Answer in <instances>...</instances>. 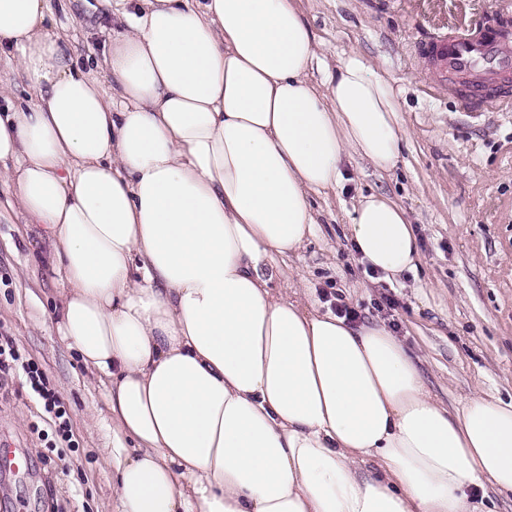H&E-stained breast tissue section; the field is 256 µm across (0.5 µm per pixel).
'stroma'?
Returning <instances> with one entry per match:
<instances>
[{"label":"stroma","mask_w":512,"mask_h":512,"mask_svg":"<svg viewBox=\"0 0 512 512\" xmlns=\"http://www.w3.org/2000/svg\"><path fill=\"white\" fill-rule=\"evenodd\" d=\"M48 25L67 34L82 70L95 67L112 21L99 0H49ZM321 44L309 77L347 54H361L391 81L408 130L396 166L379 173L346 160L343 190L313 195L318 225L287 262L321 311L342 296L362 318L392 325L419 358L426 389L456 406L475 391L512 397V109L461 111L452 96L424 84L420 47L512 18V0H300ZM400 203L418 236L416 275L370 285L348 239L359 195ZM38 225L0 222V333L37 362L71 415L73 446L45 424L42 403L23 374L0 395V445L23 458L0 468V512H112V471L102 458L112 424L101 389L59 336L53 316L58 283L43 257Z\"/></svg>","instance_id":"35a3bbf8"}]
</instances>
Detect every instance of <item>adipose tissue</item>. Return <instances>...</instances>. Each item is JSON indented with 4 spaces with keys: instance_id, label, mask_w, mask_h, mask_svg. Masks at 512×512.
I'll return each instance as SVG.
<instances>
[{
    "instance_id": "obj_1",
    "label": "adipose tissue",
    "mask_w": 512,
    "mask_h": 512,
    "mask_svg": "<svg viewBox=\"0 0 512 512\" xmlns=\"http://www.w3.org/2000/svg\"><path fill=\"white\" fill-rule=\"evenodd\" d=\"M103 2L116 26L92 73L48 0H0V96L28 90L0 116V183L105 388L112 512H478L476 493L512 494V401L448 407L383 324L320 311L284 263L345 158L396 165L390 81L355 52L310 81L297 0ZM348 232L386 280L416 270L386 194L360 196Z\"/></svg>"
}]
</instances>
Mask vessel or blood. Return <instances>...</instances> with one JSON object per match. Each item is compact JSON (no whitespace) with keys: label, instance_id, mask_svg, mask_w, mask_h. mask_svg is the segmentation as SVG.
<instances>
[{"label":"vessel or blood","instance_id":"obj_1","mask_svg":"<svg viewBox=\"0 0 512 512\" xmlns=\"http://www.w3.org/2000/svg\"><path fill=\"white\" fill-rule=\"evenodd\" d=\"M423 55L427 63L425 81L430 88L448 89L459 104L483 111L512 108V98L491 97L450 82L451 76L459 71L479 72L489 83L511 75L512 38L507 39L491 31L478 37L450 34L426 44Z\"/></svg>","mask_w":512,"mask_h":512}]
</instances>
